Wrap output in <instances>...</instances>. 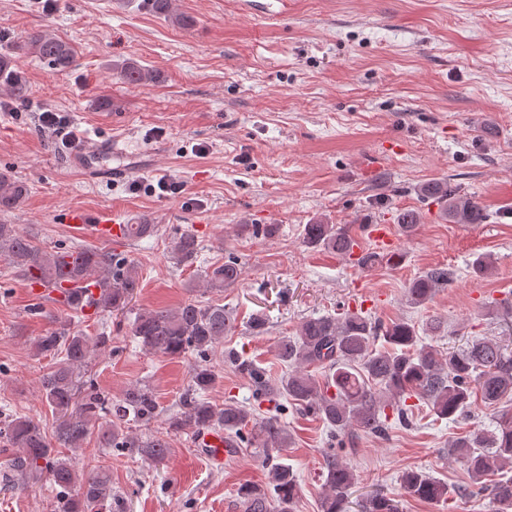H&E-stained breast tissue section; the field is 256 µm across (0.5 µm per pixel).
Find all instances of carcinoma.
<instances>
[{"label": "carcinoma", "instance_id": "carcinoma-1", "mask_svg": "<svg viewBox=\"0 0 512 512\" xmlns=\"http://www.w3.org/2000/svg\"><path fill=\"white\" fill-rule=\"evenodd\" d=\"M141 2L148 11L177 26L192 24L189 16L175 10L174 0ZM17 49L56 73L70 70L77 58L72 42L41 31L28 34ZM119 76L130 84L152 79L149 70L134 62L123 64ZM0 93L17 104L27 101L29 87L13 54L0 55ZM26 193L25 184L0 173V212L16 208ZM420 193L437 199L444 217L454 224L487 221L483 209L446 180L427 182ZM304 239L313 248L344 256L355 246L344 230L320 221L305 225ZM197 247L191 233L174 242L175 252L183 259L196 254ZM1 254L31 278L71 283L73 288L66 296L51 302L75 312H84L90 303L98 314L123 311L140 288L135 267L114 259L111 253L83 247L44 250L20 235L12 224H0ZM241 277L242 268L232 258L207 272L206 288L222 292ZM446 284L448 273L435 269L413 280L407 297L414 305L424 304ZM91 285L97 287L92 299L85 296ZM233 328L234 318L224 306L189 300L175 308L139 311L131 322V335L146 354L194 357L191 384L180 411L167 418V430L197 435L220 428L227 438L249 445L263 458L269 468L268 482L238 489L242 512H297V475L283 462L291 443L286 427L275 417L254 421L251 409L235 401L218 408L207 399L217 378L210 353ZM108 341L109 337L99 336L92 343L85 334L64 327L39 337V352L55 358L42 378L45 400L56 415L53 438L25 416L6 417L0 423V441L19 449L11 459L13 476L25 483L47 473L55 492L53 512H97L102 508L126 512L124 500L112 495L109 472L97 467L80 474L75 459L55 453L53 439L66 448L78 449L90 435L89 423L99 420L97 439L103 448H115L152 464L162 463L170 454L166 438L142 435L126 426L129 417L142 426L160 417V402L149 386L132 384L114 403L92 380H79L88 366L92 345L104 346ZM378 341L379 347L375 346ZM277 357L288 372L274 382L251 360L229 355L250 379L257 403L283 397L319 418L333 438L355 430L384 436L393 422L408 426L420 401L440 419L463 416L480 401L493 411L495 429L458 437L450 448L466 469L469 483L465 489L469 494L490 498L495 512H512V477L492 480V476L512 469V351L500 340L477 339L445 354L421 345L412 323L384 324L361 311L348 310L338 316L303 319L295 334L278 344ZM313 368L322 372L316 375L311 372ZM413 398L416 403H409ZM322 477L320 512H347L356 474L342 449L324 451ZM402 482L406 493L421 501L445 502L450 494L448 484L421 471L405 472ZM358 507L359 512H401L398 501L379 489L363 497Z\"/></svg>", "mask_w": 512, "mask_h": 512}]
</instances>
